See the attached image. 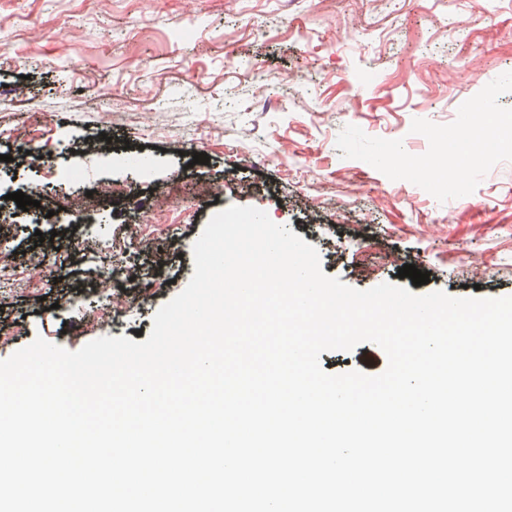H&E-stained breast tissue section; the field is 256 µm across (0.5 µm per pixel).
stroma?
Listing matches in <instances>:
<instances>
[{
	"label": "stroma",
	"mask_w": 512,
	"mask_h": 512,
	"mask_svg": "<svg viewBox=\"0 0 512 512\" xmlns=\"http://www.w3.org/2000/svg\"><path fill=\"white\" fill-rule=\"evenodd\" d=\"M507 72L512 0H0V360L38 337L146 341L231 205L265 211L358 290L411 286L412 264L421 294L512 296V161L442 203L336 147L355 125L424 154L413 120L453 122ZM16 191L58 202L56 221ZM67 224L77 245L39 242ZM113 273L122 287L95 288ZM320 361L387 367L372 343Z\"/></svg>",
	"instance_id": "stroma-1"
}]
</instances>
